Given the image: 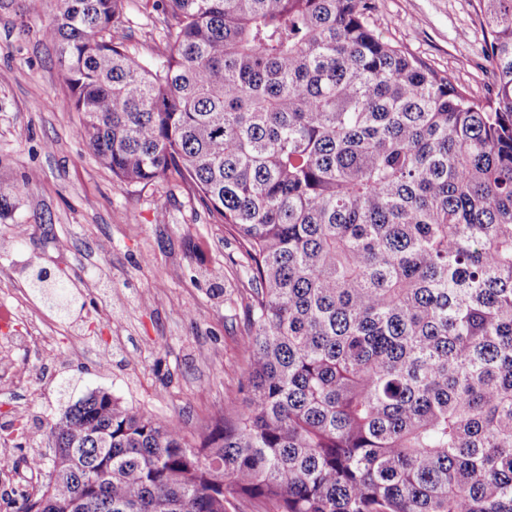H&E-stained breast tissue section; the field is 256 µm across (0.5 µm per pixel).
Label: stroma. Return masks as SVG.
Here are the masks:
<instances>
[{"mask_svg": "<svg viewBox=\"0 0 512 512\" xmlns=\"http://www.w3.org/2000/svg\"><path fill=\"white\" fill-rule=\"evenodd\" d=\"M476 0H376L378 32L406 46L472 97L491 89ZM56 0L21 17L0 9V183L20 186L0 220V442L13 413L57 416L94 390L180 421L195 436L243 407L239 349L245 298L236 243L178 175L120 184L74 130L79 123L58 46L41 35ZM41 265L84 302L60 319L27 286Z\"/></svg>", "mask_w": 512, "mask_h": 512, "instance_id": "1", "label": "stroma"}]
</instances>
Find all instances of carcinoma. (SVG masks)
Returning a JSON list of instances; mask_svg holds the SVG:
<instances>
[{"instance_id": "1", "label": "carcinoma", "mask_w": 512, "mask_h": 512, "mask_svg": "<svg viewBox=\"0 0 512 512\" xmlns=\"http://www.w3.org/2000/svg\"><path fill=\"white\" fill-rule=\"evenodd\" d=\"M477 2L483 100L374 0H145L147 63L110 37L128 0H57L76 136L239 245L246 408L191 442L92 391L40 425L21 512H512V0ZM29 286L71 315L67 280Z\"/></svg>"}]
</instances>
